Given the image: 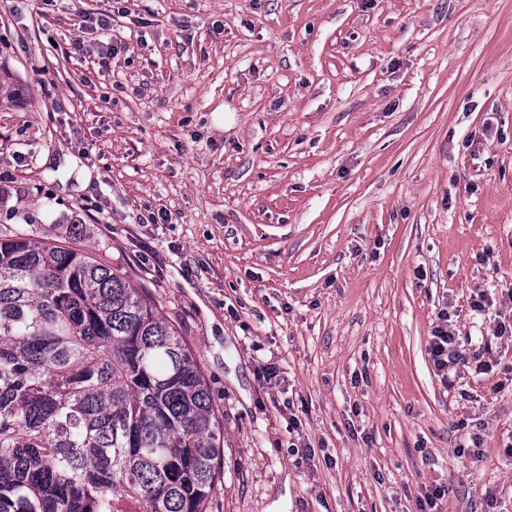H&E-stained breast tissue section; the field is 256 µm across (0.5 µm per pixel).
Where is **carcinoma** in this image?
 Segmentation results:
<instances>
[{
    "instance_id": "obj_1",
    "label": "carcinoma",
    "mask_w": 512,
    "mask_h": 512,
    "mask_svg": "<svg viewBox=\"0 0 512 512\" xmlns=\"http://www.w3.org/2000/svg\"><path fill=\"white\" fill-rule=\"evenodd\" d=\"M220 422L153 297L0 225V512H207Z\"/></svg>"
}]
</instances>
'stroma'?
<instances>
[{
	"instance_id": "1",
	"label": "stroma",
	"mask_w": 512,
	"mask_h": 512,
	"mask_svg": "<svg viewBox=\"0 0 512 512\" xmlns=\"http://www.w3.org/2000/svg\"><path fill=\"white\" fill-rule=\"evenodd\" d=\"M130 2L104 60L110 0H0V225L100 207L84 247L158 301L223 428L207 512L437 487V512H512V0ZM450 314L441 312L429 342V355L438 375L448 377V373L457 369V366L464 360V353L461 349L458 336L450 322Z\"/></svg>"
}]
</instances>
